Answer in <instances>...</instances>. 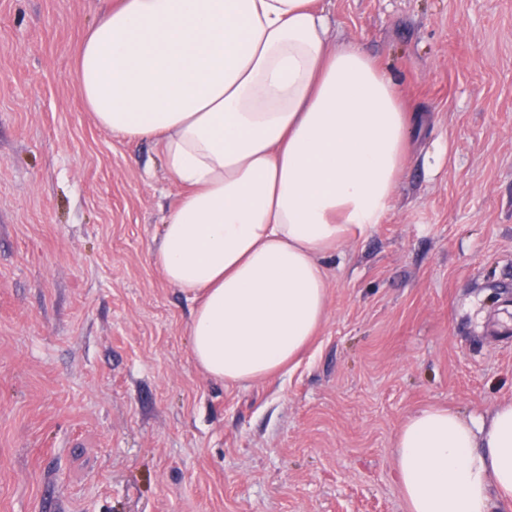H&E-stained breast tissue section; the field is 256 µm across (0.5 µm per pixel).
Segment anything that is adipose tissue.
<instances>
[{"label": "adipose tissue", "mask_w": 512, "mask_h": 512, "mask_svg": "<svg viewBox=\"0 0 512 512\" xmlns=\"http://www.w3.org/2000/svg\"><path fill=\"white\" fill-rule=\"evenodd\" d=\"M317 0H119L88 29L75 93L96 123L147 140L180 194L154 260L196 303V364L270 378L327 316L323 260L384 223L411 117L394 72L328 49ZM406 512L512 499V401L490 417L427 407L396 439Z\"/></svg>", "instance_id": "ef3b65f1"}]
</instances>
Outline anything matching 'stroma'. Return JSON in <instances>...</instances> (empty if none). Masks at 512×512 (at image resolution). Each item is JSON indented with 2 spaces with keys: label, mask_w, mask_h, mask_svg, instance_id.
Masks as SVG:
<instances>
[{
  "label": "stroma",
  "mask_w": 512,
  "mask_h": 512,
  "mask_svg": "<svg viewBox=\"0 0 512 512\" xmlns=\"http://www.w3.org/2000/svg\"><path fill=\"white\" fill-rule=\"evenodd\" d=\"M109 2L0 0V512H405L402 424L512 400V0H319L419 120L298 365L235 384L153 260L178 187L73 90Z\"/></svg>",
  "instance_id": "stroma-1"
}]
</instances>
